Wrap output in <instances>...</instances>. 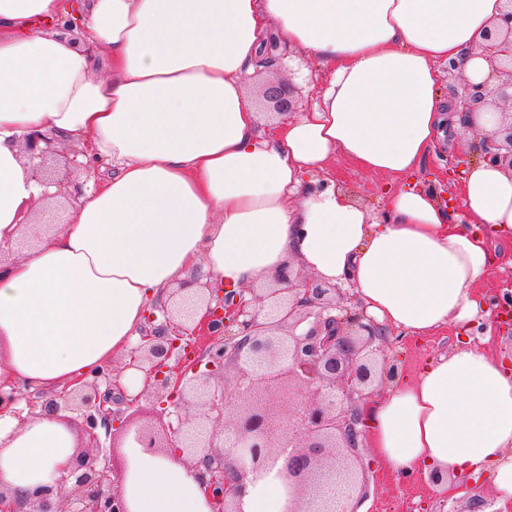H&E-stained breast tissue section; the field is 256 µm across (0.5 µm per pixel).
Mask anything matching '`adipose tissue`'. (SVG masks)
Segmentation results:
<instances>
[{
    "instance_id": "ef3b65f1",
    "label": "adipose tissue",
    "mask_w": 512,
    "mask_h": 512,
    "mask_svg": "<svg viewBox=\"0 0 512 512\" xmlns=\"http://www.w3.org/2000/svg\"><path fill=\"white\" fill-rule=\"evenodd\" d=\"M503 0H0V242L40 243L0 269V391L59 393L127 350L152 304L192 277L229 290L286 268L354 289L406 336L489 322L481 290L492 236H512V173L486 161L462 208L431 188L386 192L372 215L326 172L336 156L388 177L415 171L461 123L443 66L484 83L486 34ZM72 34L57 30L60 19ZM328 72L310 108L264 122L246 78L269 39ZM109 72H95L94 52ZM87 140L110 176L64 228L18 227L41 199L20 148L33 129ZM375 456L396 475L449 483L487 473L512 512V368L465 342L360 407ZM87 438L76 415L0 410V493L54 499ZM129 512H211L198 469L126 439ZM274 475L247 481L243 512H283Z\"/></svg>"
}]
</instances>
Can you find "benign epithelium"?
<instances>
[{"mask_svg": "<svg viewBox=\"0 0 512 512\" xmlns=\"http://www.w3.org/2000/svg\"><path fill=\"white\" fill-rule=\"evenodd\" d=\"M487 40L512 42V0H505L499 23ZM261 96L277 114L296 106L293 90L269 83ZM512 104V51L493 55L489 81L466 85L460 114L470 117L484 106ZM483 160L512 168V113L485 139ZM83 148L60 149L39 129L24 139L28 177L57 195L76 200L80 187L60 167L87 169ZM207 316L197 319L199 305ZM150 329L141 333L124 368L147 374L144 396L171 407L150 424L133 427L112 404V370L105 368L66 395L28 399L29 409L52 414L64 407L80 415L89 452L76 459L67 512H129L120 485L124 471L93 464L99 448L96 430L118 431L143 448L170 451L202 466L214 512H242L249 477L265 474L273 456L287 458L285 512H338L341 500L365 493L360 465L361 413L357 403L376 383L397 375L383 355L389 330L377 324L355 295L312 276L283 272L277 286L241 292L201 285L192 295L177 288L169 301L154 305ZM207 359L205 370L200 362ZM231 366L237 376L233 394L215 375ZM106 390H101V386ZM202 412L187 414L189 399ZM233 466L235 480L225 478ZM45 485L28 500L29 512H59Z\"/></svg>", "mask_w": 512, "mask_h": 512, "instance_id": "1", "label": "benign epithelium"}]
</instances>
